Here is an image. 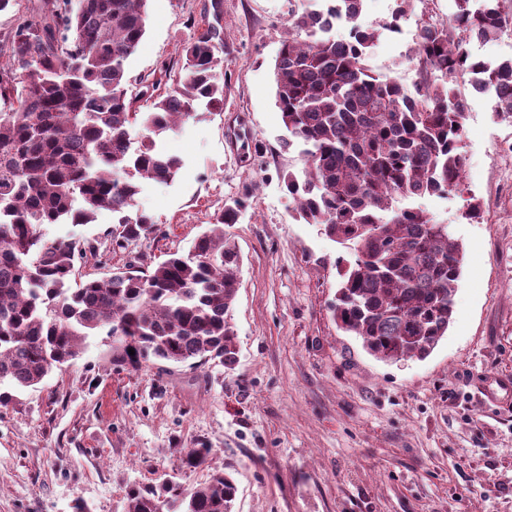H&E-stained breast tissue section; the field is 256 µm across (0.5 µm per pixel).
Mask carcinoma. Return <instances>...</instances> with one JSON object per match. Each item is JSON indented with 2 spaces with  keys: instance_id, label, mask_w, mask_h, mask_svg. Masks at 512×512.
Here are the masks:
<instances>
[{
  "instance_id": "1",
  "label": "carcinoma",
  "mask_w": 512,
  "mask_h": 512,
  "mask_svg": "<svg viewBox=\"0 0 512 512\" xmlns=\"http://www.w3.org/2000/svg\"><path fill=\"white\" fill-rule=\"evenodd\" d=\"M147 2L84 0L74 11L71 0H37L8 35L0 62V384H41L103 330L114 337L113 361L134 370L237 361L231 316L242 259L224 225L238 222L247 197L224 204L188 253L74 288L85 245L41 234L49 224H92L102 211L115 216L119 248L151 232L154 217L133 211L141 180L169 183L182 166L155 137L229 97L217 77L224 38L213 25L183 48L164 92L143 82L132 90L126 61L145 36ZM396 2L391 18L372 26L360 22V0H324L323 10L291 15L273 68L288 132L281 147L303 161L281 175L293 217L354 251V262L338 259L332 316L385 363L428 357L453 319L463 247L426 209L397 207L400 198L460 189L467 113L453 76L464 70L474 86L496 90V112L512 119V59L478 60L466 48L474 36L488 42L512 30L508 0H455L449 21L424 23L412 49L422 65L413 94L365 63L413 0ZM336 21L349 27L342 43L330 29ZM144 99L147 112L135 107ZM211 454L193 448L186 463L208 467ZM237 492L231 475L214 471L191 490L172 481L134 486L124 512H234Z\"/></svg>"
}]
</instances>
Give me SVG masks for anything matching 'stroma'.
<instances>
[{"mask_svg": "<svg viewBox=\"0 0 512 512\" xmlns=\"http://www.w3.org/2000/svg\"><path fill=\"white\" fill-rule=\"evenodd\" d=\"M316 0H148L146 33L126 69L132 83L178 73L203 24L224 31L231 94L223 110L198 108L158 143L182 167L168 184L146 180L136 198L152 233L112 246L113 216L45 226L46 239L88 244L81 272L101 278L134 263L155 267L187 252L225 200L248 195L224 227L243 257L232 313L238 358L134 370L112 361L99 333L34 389L0 405V512H124L128 489L168 479L192 488L211 469L238 485L235 512H512V401L485 396L512 377V121L469 73L464 188L423 204L464 248L448 334L426 359L385 363L339 329L329 306L346 247L297 221L282 171L286 130L273 65L288 15ZM454 0H415L398 32L378 39L374 75L409 85L421 24L448 20ZM479 219L463 214L471 199ZM211 468L190 469L192 448Z\"/></svg>", "mask_w": 512, "mask_h": 512, "instance_id": "1", "label": "stroma"}]
</instances>
